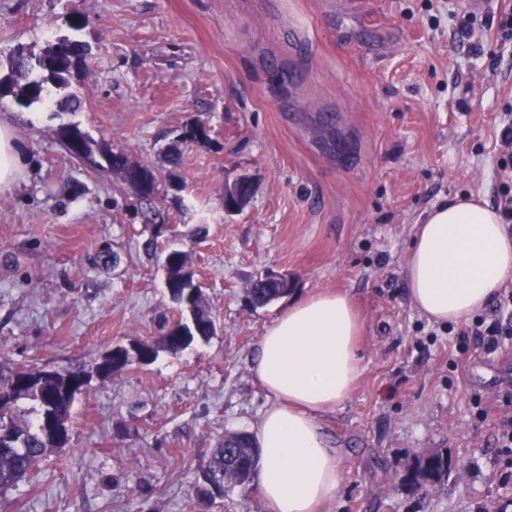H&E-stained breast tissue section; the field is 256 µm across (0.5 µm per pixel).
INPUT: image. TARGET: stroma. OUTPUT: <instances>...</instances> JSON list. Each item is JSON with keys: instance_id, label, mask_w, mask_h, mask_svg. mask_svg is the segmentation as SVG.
<instances>
[{"instance_id": "obj_1", "label": "stroma", "mask_w": 512, "mask_h": 512, "mask_svg": "<svg viewBox=\"0 0 512 512\" xmlns=\"http://www.w3.org/2000/svg\"><path fill=\"white\" fill-rule=\"evenodd\" d=\"M468 0H0V65L74 34L90 48L71 87L45 104L0 101L22 177L0 191V360L87 369L116 345L152 339L178 307L162 253L186 251L219 331L93 379L72 407L66 447L7 494L20 512H197L199 464L270 403L250 369L290 298L341 289L364 320L362 373L324 417L341 484L324 512H512V469L496 427L512 417V336L460 355L448 327L411 305L401 274L415 226L459 195L494 204L499 118L512 106V39L455 36ZM85 27L70 32L65 19ZM82 99L69 112L70 92ZM181 143L183 209L164 208L159 253L143 248L131 190L73 161L56 125L73 122L159 170ZM253 179L241 213L224 185ZM203 237H191L196 226ZM114 263H97L103 245ZM289 297L253 307L258 275ZM460 471L433 492L395 483L422 450Z\"/></svg>"}]
</instances>
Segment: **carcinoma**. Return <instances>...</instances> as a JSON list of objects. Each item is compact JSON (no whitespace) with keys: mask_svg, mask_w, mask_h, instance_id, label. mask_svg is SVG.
<instances>
[{"mask_svg":"<svg viewBox=\"0 0 512 512\" xmlns=\"http://www.w3.org/2000/svg\"><path fill=\"white\" fill-rule=\"evenodd\" d=\"M89 54L87 45L68 36L48 44L39 54L24 47L9 52L8 71L0 76V92L20 107L28 108L42 100L44 83L65 86L86 66ZM60 144L75 161L92 169L108 170L128 184H133L140 174L151 178V196L140 197L130 208L140 212L143 223L154 226L151 238L144 243L147 252L158 248L162 218L158 203L168 197L173 189H183L177 176L165 174L125 151H116L105 138H95L79 129V139ZM163 266L166 276L192 279L187 270L188 256L180 249H170L165 254ZM292 281L286 274L266 273L257 278L249 289V300L255 307H264L288 294ZM172 299L187 313L183 319L162 326L161 334L148 342L139 343L143 363L153 362L162 350L176 354L196 340H209L213 335L214 321L203 305L201 289L178 288ZM33 369L15 368L0 362V496L26 476L34 473L48 452L58 445L45 439L39 424L45 415H54L64 425L65 434L71 430L73 401L60 397L58 381L64 378L81 382L85 371H44L40 387L20 386L31 377ZM260 460V448L251 434L245 431L227 432L223 442L210 450L201 464V481L196 485V501L202 512L210 503L211 490L203 486L212 478L218 491L248 482ZM451 466L448 449L435 448L425 455H416L397 478L401 491L418 489L435 491L448 481Z\"/></svg>","mask_w":512,"mask_h":512,"instance_id":"1","label":"carcinoma"}]
</instances>
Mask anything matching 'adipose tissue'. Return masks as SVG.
I'll list each match as a JSON object with an SVG mask.
<instances>
[{
    "label": "adipose tissue",
    "mask_w": 512,
    "mask_h": 512,
    "mask_svg": "<svg viewBox=\"0 0 512 512\" xmlns=\"http://www.w3.org/2000/svg\"><path fill=\"white\" fill-rule=\"evenodd\" d=\"M402 273L420 313L464 322L512 278V234L496 210L456 197L417 225ZM362 329L349 293L319 292L297 299L260 336L251 371L274 403L252 431L269 512H322L335 497L340 464L322 417L354 390Z\"/></svg>",
    "instance_id": "obj_1"
}]
</instances>
